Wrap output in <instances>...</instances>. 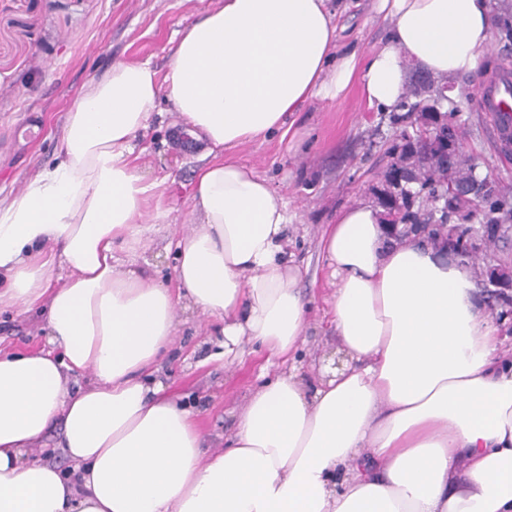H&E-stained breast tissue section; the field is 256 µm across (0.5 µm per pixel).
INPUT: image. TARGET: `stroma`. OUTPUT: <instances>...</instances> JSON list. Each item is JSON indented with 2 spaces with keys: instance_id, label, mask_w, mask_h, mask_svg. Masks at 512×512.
Returning <instances> with one entry per match:
<instances>
[{
  "instance_id": "35a3bbf8",
  "label": "stroma",
  "mask_w": 512,
  "mask_h": 512,
  "mask_svg": "<svg viewBox=\"0 0 512 512\" xmlns=\"http://www.w3.org/2000/svg\"><path fill=\"white\" fill-rule=\"evenodd\" d=\"M215 0H0V197L20 193L28 180L51 166L69 108L114 63L151 60L166 70L170 49L195 12ZM340 50L368 57L384 40L388 20L372 0H337ZM490 40L486 66L457 77L451 103L463 126L465 152L480 176L512 197V151L494 138L492 120L477 99L502 70L512 71V42L500 28L512 24V0H489ZM145 133L138 159L142 172L167 182L171 223H192L190 194L205 144L186 134L169 103ZM402 123L393 113L368 107L360 82L337 101L305 104L287 135H272L232 150L235 159L268 178L288 201L292 223L288 253L306 275L310 298L306 344L298 358L309 377L321 374L336 340L329 322L333 292L321 260L320 238L343 208L364 201L380 204L379 190L399 140ZM208 321L192 315L163 362L173 394L202 417L210 449L224 447L235 415L266 364L263 352L224 364L207 362ZM44 322L35 313H0V348L20 351L44 345Z\"/></svg>"
}]
</instances>
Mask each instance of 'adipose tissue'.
<instances>
[{
  "mask_svg": "<svg viewBox=\"0 0 512 512\" xmlns=\"http://www.w3.org/2000/svg\"><path fill=\"white\" fill-rule=\"evenodd\" d=\"M378 8L386 41L363 64L337 54L327 0H216L181 31L165 74L124 61L92 81L54 163L0 199V310L39 311L47 341L0 352V512H512V361L468 262L398 233L372 203L341 210L322 252L343 360L308 379L288 204L224 157L353 78L389 112L408 66L445 84L484 64L488 0ZM164 100L210 155L193 224L169 234L172 289L136 267L169 214L138 165ZM182 303L217 323L210 359L252 343L285 363L216 452L159 374ZM52 431L72 470L33 458Z\"/></svg>",
  "mask_w": 512,
  "mask_h": 512,
  "instance_id": "adipose-tissue-1",
  "label": "adipose tissue"
}]
</instances>
